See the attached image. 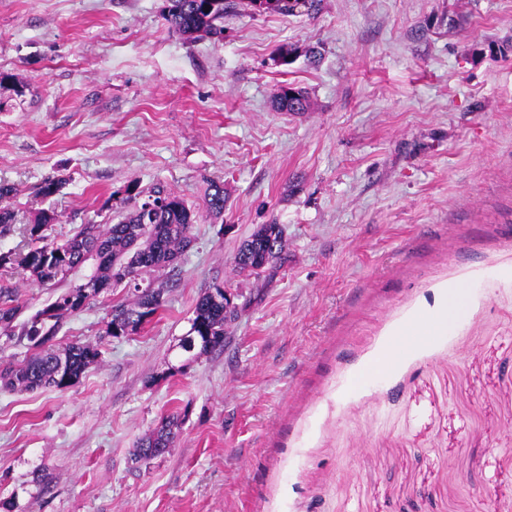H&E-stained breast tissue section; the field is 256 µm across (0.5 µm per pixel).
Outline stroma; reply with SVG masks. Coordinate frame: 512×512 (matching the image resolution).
I'll return each mask as SVG.
<instances>
[{"label": "stroma", "instance_id": "1", "mask_svg": "<svg viewBox=\"0 0 512 512\" xmlns=\"http://www.w3.org/2000/svg\"><path fill=\"white\" fill-rule=\"evenodd\" d=\"M165 6L0 0V183L18 213L0 253L26 250L44 210L55 240L116 222L133 189L201 211L138 332L106 336L113 289L54 339L98 344L79 383L0 389V512H512V0H323L313 18L237 0L220 42L169 29ZM285 85L308 111L275 109ZM211 181L219 217L201 210ZM272 222L282 262L238 275ZM94 270L41 285L8 263L0 284L26 318ZM217 285L238 317L190 358ZM457 287L447 330L401 345ZM174 413L173 448L132 462ZM221 286L205 291L197 300L190 330L182 340L181 347L188 352L197 349V355L212 353L224 346V333L236 319H230L224 312L237 310L234 295ZM189 342V346L187 343Z\"/></svg>", "mask_w": 512, "mask_h": 512}]
</instances>
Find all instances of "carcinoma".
Listing matches in <instances>:
<instances>
[{"mask_svg":"<svg viewBox=\"0 0 512 512\" xmlns=\"http://www.w3.org/2000/svg\"><path fill=\"white\" fill-rule=\"evenodd\" d=\"M163 18L173 31L187 37L224 38V15L234 8L233 0H169ZM321 0H252L258 11L286 15H315ZM276 106L288 112H304L309 107L304 93L283 86L274 97ZM14 188L0 184V234L11 231L17 221L12 203ZM206 211L218 215L224 211V184L212 182L205 195ZM54 217L41 213L24 227L31 241L18 265L39 283L64 278L85 262H97V271L85 283L57 297L55 302L37 311L12 331L21 314L16 289L0 286V328L9 336L27 340L35 352L17 364L0 369V386L7 389L64 390L77 384L101 351L93 343L75 342L61 348L52 344L67 315L81 310L100 295L121 283L133 288L134 304L117 302L110 306L105 334L112 337L135 333L153 317L163 304V283L146 279L150 272H160L176 265L193 242L192 228L196 214L184 198L156 186L140 205L115 224H82L59 243L45 234ZM286 248L281 225L263 224L251 235L246 249H238L233 258L236 272L245 277H259L283 258ZM188 336L182 348L197 354L212 353L224 346V333L233 320L224 315V292L220 286L205 291L197 300ZM178 418L172 417L137 441L134 459L169 452L174 445Z\"/></svg>","mask_w":512,"mask_h":512,"instance_id":"1","label":"carcinoma"}]
</instances>
